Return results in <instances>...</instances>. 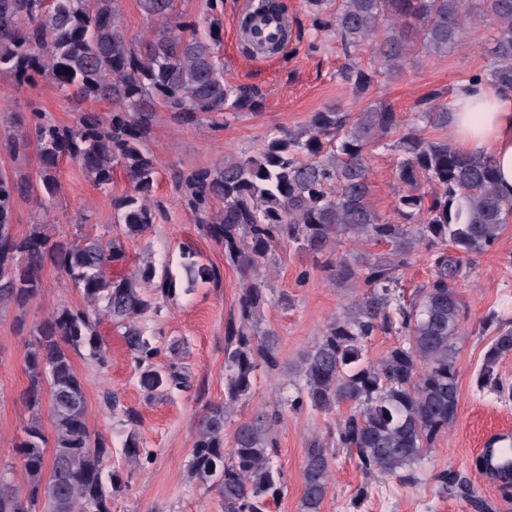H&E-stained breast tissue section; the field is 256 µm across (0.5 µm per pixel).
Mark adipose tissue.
Here are the masks:
<instances>
[{"label":"adipose tissue","mask_w":512,"mask_h":512,"mask_svg":"<svg viewBox=\"0 0 512 512\" xmlns=\"http://www.w3.org/2000/svg\"><path fill=\"white\" fill-rule=\"evenodd\" d=\"M448 127L457 149L489 154L497 169V190L512 198V92L484 81L462 84L453 97Z\"/></svg>","instance_id":"ef3b65f1"}]
</instances>
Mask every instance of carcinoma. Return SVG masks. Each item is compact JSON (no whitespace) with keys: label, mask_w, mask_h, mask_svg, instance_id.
Masks as SVG:
<instances>
[{"label":"carcinoma","mask_w":512,"mask_h":512,"mask_svg":"<svg viewBox=\"0 0 512 512\" xmlns=\"http://www.w3.org/2000/svg\"><path fill=\"white\" fill-rule=\"evenodd\" d=\"M119 0H0V71L21 83L52 82L67 96L104 100L111 112L87 113L75 126L50 125L33 114L31 131L11 142L13 151L35 141L42 172L40 192L23 177L0 173V305L23 313L42 288L47 265L63 272L84 300L117 327L133 356L137 383L146 397L181 389L188 378L176 364L156 362L160 348L147 335L146 320L160 310L176 281L166 267L145 262L124 276H112L114 263L125 258L120 240L97 238L54 240L35 224L24 237L13 233L15 200L35 195L49 208L58 185L54 170L61 157L77 161L100 188L112 184L114 167L123 168L131 190L113 199L120 235L140 236L155 223L148 204L159 173L146 148L154 110L195 124L210 113L236 115L261 109L255 89L224 79L216 51L218 32L196 33V23H168L172 0H139L142 11L159 22L153 38L136 52L121 24ZM497 34L489 64L471 79H486L512 92V0H481ZM313 30L330 31L342 45L345 62L337 78L354 96L366 95L377 69L356 62L351 49L374 38L383 24L376 55L388 72L400 71L411 53L445 56L460 45L470 18V0H339L326 12L325 0H308ZM258 14L282 17L272 0H249L241 23L252 51L271 53L288 38L265 44L252 38ZM419 22L410 40L408 27ZM432 92L418 101L407 125L386 105L352 114L330 105L312 114L298 130L271 133L257 156H227L224 164L176 175L186 206L200 216L204 229L224 249V260L243 277L236 319L224 336V401L209 405L199 422L188 474L220 499L224 512H268L270 501L288 492L280 468L274 428L280 414L263 411L227 432L229 409L250 398L256 371L279 369V336L257 328L272 303L264 270L276 264V248L294 246L307 252L330 278L359 289L356 298L332 317L299 366L300 385L288 400L295 411L309 407L332 416L344 404L349 413L327 430L330 440L312 439L302 476V512H321L335 460L329 443L355 449L366 472L378 470L409 482L414 466L454 422L459 401L457 339L464 304L459 281L465 277L458 256L491 248L512 219V199L496 190L497 172L488 155H465L446 139L426 137L429 128L446 129L452 102ZM401 136L395 178L402 187L395 207L398 221L382 217L370 204L369 151L396 132ZM424 183L434 186L425 194ZM223 209L209 216L210 203ZM388 245L374 260L335 251L339 239ZM335 260L320 259L326 255ZM426 260L431 277L409 301L400 294L401 271L414 257ZM183 271L195 284L217 283L219 270L184 254ZM97 322L81 308L61 306L25 341L29 384L28 408L35 413L18 443L27 477L17 491L0 479V512H111L122 480L104 476L112 448L92 438L86 398L71 353L81 349L101 365L107 349ZM378 332L402 340L374 364L363 360L365 343ZM512 356V321L497 322L482 368L490 392L512 400V384L493 377L492 366ZM48 394L55 429L51 455L39 413ZM445 487L485 508L461 476L443 472Z\"/></svg>","instance_id":"cac0c4a2"}]
</instances>
